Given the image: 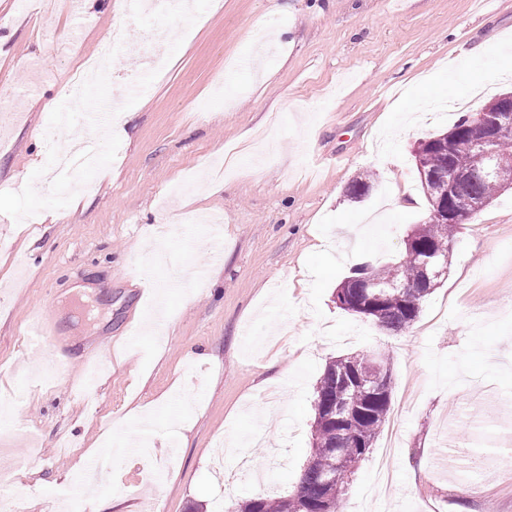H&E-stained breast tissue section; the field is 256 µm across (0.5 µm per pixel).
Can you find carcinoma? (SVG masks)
I'll return each instance as SVG.
<instances>
[{"label":"carcinoma","mask_w":512,"mask_h":512,"mask_svg":"<svg viewBox=\"0 0 512 512\" xmlns=\"http://www.w3.org/2000/svg\"><path fill=\"white\" fill-rule=\"evenodd\" d=\"M471 114L467 113L449 129L455 134L450 146L441 144L440 135L420 140L421 164L428 171V188L439 185L440 172L454 166L467 173L454 188V196L472 203L481 212L507 185L484 176L487 160L470 135ZM462 225L428 221L407 236L404 253L395 263L375 266L364 261L350 271L336 288V303L349 311L374 320L395 334L409 329L419 317L422 302L433 292L424 285L421 258L424 251H444L455 242ZM401 282L407 285L398 297L375 296L363 285ZM364 355H343L329 361L317 381L310 458L288 497L249 499L237 512H341L343 496L356 465L366 456L381 431L389 412L391 396L372 394L353 386L348 397L353 414L340 425L331 408L339 384L364 369Z\"/></svg>","instance_id":"obj_1"}]
</instances>
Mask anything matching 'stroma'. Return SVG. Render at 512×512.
Segmentation results:
<instances>
[{
  "label": "stroma",
  "mask_w": 512,
  "mask_h": 512,
  "mask_svg": "<svg viewBox=\"0 0 512 512\" xmlns=\"http://www.w3.org/2000/svg\"><path fill=\"white\" fill-rule=\"evenodd\" d=\"M59 0L41 13L0 0V103L28 122L0 140V472L16 512H91L70 496L109 449L130 447L97 496L115 512H225L285 497L310 456L316 383L327 362L385 353L393 368L385 425L351 478L343 512H512V189L458 234L447 279L400 337L341 309L338 284L362 257L396 262L429 219L412 149L512 90V0H195L163 19L167 71L127 53L58 130L83 136L112 85L144 77L130 124L94 140L99 163L46 180L53 153L42 111L102 37L142 39L110 0ZM487 48L463 70L461 52ZM465 71L466 98L450 75ZM319 128L316 144L302 137ZM275 151L233 174L209 158L258 136ZM361 201L347 189L363 177ZM409 201L388 208L390 197ZM58 219H51V211ZM204 267L201 284L173 281ZM45 312L63 365L42 376L29 321ZM111 356L94 400L78 392L83 355ZM152 414L150 427L132 416ZM483 484H460L444 458L469 452ZM455 426L459 449L439 441Z\"/></svg>",
  "instance_id": "35a3bbf8"
}]
</instances>
